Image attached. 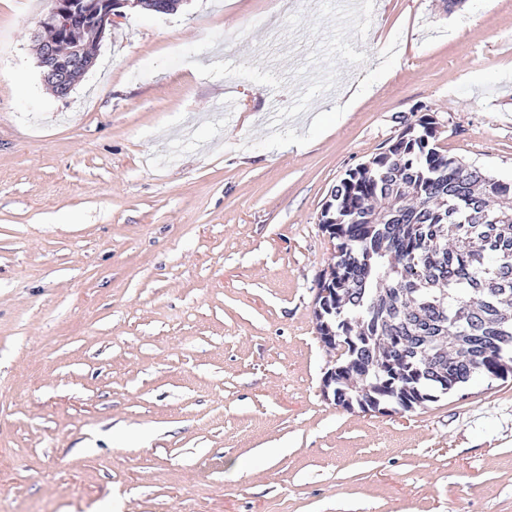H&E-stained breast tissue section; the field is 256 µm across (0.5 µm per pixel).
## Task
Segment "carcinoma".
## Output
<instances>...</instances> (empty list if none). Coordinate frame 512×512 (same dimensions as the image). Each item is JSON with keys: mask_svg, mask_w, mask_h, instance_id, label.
Returning <instances> with one entry per match:
<instances>
[{"mask_svg": "<svg viewBox=\"0 0 512 512\" xmlns=\"http://www.w3.org/2000/svg\"><path fill=\"white\" fill-rule=\"evenodd\" d=\"M320 224L337 241L318 287L344 336L342 396L402 409L512 375V183L437 144L428 114L369 162L347 171Z\"/></svg>", "mask_w": 512, "mask_h": 512, "instance_id": "cac0c4a2", "label": "carcinoma"}]
</instances>
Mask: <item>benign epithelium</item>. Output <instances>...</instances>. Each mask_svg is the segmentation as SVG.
Returning a JSON list of instances; mask_svg holds the SVG:
<instances>
[{
  "mask_svg": "<svg viewBox=\"0 0 512 512\" xmlns=\"http://www.w3.org/2000/svg\"><path fill=\"white\" fill-rule=\"evenodd\" d=\"M129 5L142 11L153 10L148 0H50L48 12L38 20L39 29L52 33V38L41 44L39 54L44 80L69 94L94 64L87 44L100 43L113 19ZM333 313L328 290L317 289L313 304L315 324L326 323ZM321 391L325 399L336 401V367L324 373Z\"/></svg>",
  "mask_w": 512,
  "mask_h": 512,
  "instance_id": "obj_1",
  "label": "benign epithelium"
}]
</instances>
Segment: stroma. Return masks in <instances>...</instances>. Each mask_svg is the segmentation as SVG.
<instances>
[{"instance_id":"stroma-1","label":"stroma","mask_w":512,"mask_h":512,"mask_svg":"<svg viewBox=\"0 0 512 512\" xmlns=\"http://www.w3.org/2000/svg\"><path fill=\"white\" fill-rule=\"evenodd\" d=\"M125 8L65 97L0 0V512H512V376L325 400L319 219L434 116L512 183V0Z\"/></svg>"}]
</instances>
